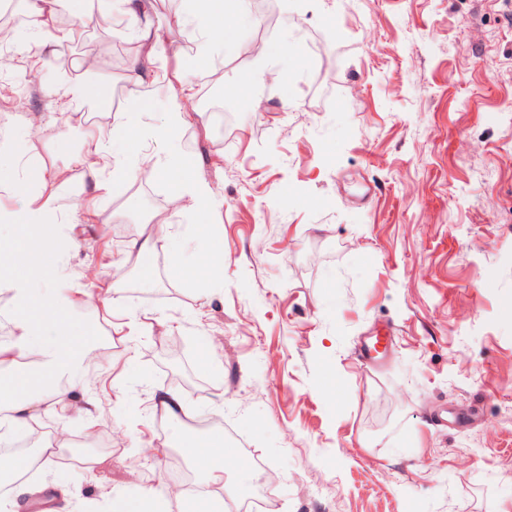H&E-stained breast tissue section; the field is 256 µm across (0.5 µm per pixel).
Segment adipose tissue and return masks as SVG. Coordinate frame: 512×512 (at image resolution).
Listing matches in <instances>:
<instances>
[{
    "label": "adipose tissue",
    "mask_w": 512,
    "mask_h": 512,
    "mask_svg": "<svg viewBox=\"0 0 512 512\" xmlns=\"http://www.w3.org/2000/svg\"><path fill=\"white\" fill-rule=\"evenodd\" d=\"M123 2L130 23L137 25L140 38L149 46L148 53L130 66L133 111L125 126L131 129L139 127L149 106L140 90L141 74L153 66L156 55L171 49L168 34L181 26L182 17L173 15L166 26L156 27L149 20L151 0ZM202 14L206 22L198 49L202 57H210L216 45L236 44V25L224 12V0H203ZM52 210V197L39 196L6 215L13 237L8 245L10 261L0 267V291L9 295L8 315L17 335L11 342H0V366L11 371L8 389H0L1 444L9 443L12 433L36 419L64 412L84 367L102 356L91 330L71 323L77 309L99 300V289L71 293L54 288L40 296L32 292L35 281L48 278L46 260L54 245L52 228L44 218Z\"/></svg>",
    "instance_id": "ef3b65f1"
}]
</instances>
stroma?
I'll return each instance as SVG.
<instances>
[{
    "mask_svg": "<svg viewBox=\"0 0 512 512\" xmlns=\"http://www.w3.org/2000/svg\"><path fill=\"white\" fill-rule=\"evenodd\" d=\"M268 37L251 0H229L239 47L198 56L200 0H155L156 19L180 12L185 43L160 57L145 88L149 126L192 84L196 118L177 143L140 136L160 167L98 195L82 142L123 155L117 130L132 109L126 68L80 62L90 43L141 53L118 0H67L65 22L1 51L0 208L53 195L55 258L74 288H121L114 310L84 308L109 360L86 367L65 423L123 440L92 468H36V483H68L84 512L114 491L151 483L162 462L192 467L204 442L176 423L159 428L157 393L178 392L188 417L221 418L237 461L209 497L146 502L147 512L243 506L245 477L269 473L273 512H512V0H278ZM112 21L91 28V20ZM277 51L279 83L239 87L242 47ZM89 87L84 102L67 93ZM180 147L210 204L171 210L170 247L141 277L126 245L179 187L167 170ZM105 219H98L97 210ZM223 249V277L207 265ZM182 268H175L174 257ZM219 287L209 297L205 291ZM140 321L132 337L122 324ZM389 327L380 361L363 347ZM190 380L169 381V344Z\"/></svg>",
    "mask_w": 512,
    "mask_h": 512,
    "instance_id": "stroma-1",
    "label": "stroma"
}]
</instances>
